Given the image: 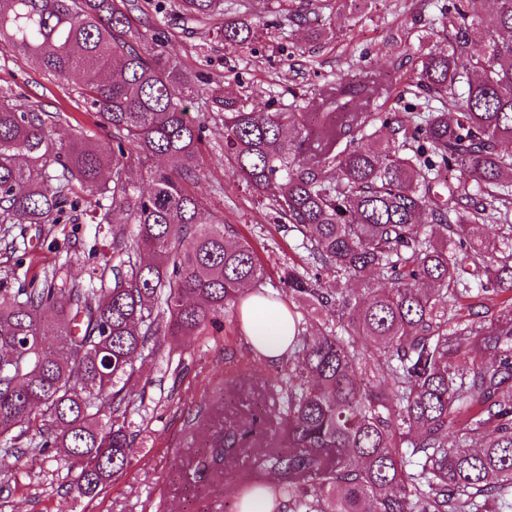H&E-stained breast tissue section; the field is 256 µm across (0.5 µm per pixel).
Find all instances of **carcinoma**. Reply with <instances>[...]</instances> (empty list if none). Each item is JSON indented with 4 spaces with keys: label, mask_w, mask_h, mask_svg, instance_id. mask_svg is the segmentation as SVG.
<instances>
[{
    "label": "carcinoma",
    "mask_w": 512,
    "mask_h": 512,
    "mask_svg": "<svg viewBox=\"0 0 512 512\" xmlns=\"http://www.w3.org/2000/svg\"><path fill=\"white\" fill-rule=\"evenodd\" d=\"M276 0L289 22L331 2ZM449 0L420 56L414 95L457 111L337 112L377 94L374 78L338 81L312 137L300 106L263 110L208 87L224 122V162L301 238L307 269L283 268L288 295L324 317L294 333L278 398L283 448L254 458L277 482L254 484L272 512H512V0ZM135 0H0V49L66 79L112 143L54 140L57 115L0 96V224H57L81 191L112 225V256L86 281L0 284V470L55 451L94 498L135 457L128 414L136 359L170 338L237 321L242 290L265 269L250 242L187 184L204 180L200 85L133 25ZM235 52L265 23L220 21L224 0H170ZM170 162L154 169L145 161ZM455 172L452 181L441 170ZM122 216L115 223L112 216ZM495 225L474 241L472 226ZM131 245H125L126 239ZM356 280L366 297L319 287ZM477 291L508 295L494 317L454 322ZM464 427L448 444L461 411ZM230 427L214 460L242 452Z\"/></svg>",
    "instance_id": "carcinoma-1"
}]
</instances>
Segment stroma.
Wrapping results in <instances>:
<instances>
[{
  "label": "stroma",
  "instance_id": "35a3bbf8",
  "mask_svg": "<svg viewBox=\"0 0 512 512\" xmlns=\"http://www.w3.org/2000/svg\"><path fill=\"white\" fill-rule=\"evenodd\" d=\"M134 23L156 31L166 53L183 69L210 74L226 95L262 109L286 104L358 69L380 73L382 99L403 111L399 94L417 70L419 39L435 26L437 0H379L358 14L326 11L314 21L269 29L245 52L225 50L223 42L194 24L167 15V0H139ZM325 30L315 40L311 30ZM78 77L60 80L45 74L26 56L0 51V94L14 103L57 112L56 138L69 141L78 131L111 141V129L81 104ZM190 113L205 114L202 146L205 180L200 193L209 211L243 234L257 250L267 274L261 292L284 302L288 292L279 279L282 267L304 266L299 237L277 221L245 183L224 167V126L199 93ZM107 225L78 223L0 224V282L16 288L43 271L59 268L70 280H87L111 251ZM252 351L243 331L227 326L219 336L166 340L139 367L144 392L129 416L137 453L125 474L96 498L81 495L53 458L23 456L15 473L0 474V512H237L248 481L274 482L268 469L249 468L242 459L209 469L200 463L220 437L224 425H246L252 415L265 422L254 450L281 445L283 426L270 383L286 368Z\"/></svg>",
  "mask_w": 512,
  "mask_h": 512
}]
</instances>
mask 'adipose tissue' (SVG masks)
<instances>
[{
  "instance_id": "1",
  "label": "adipose tissue",
  "mask_w": 512,
  "mask_h": 512,
  "mask_svg": "<svg viewBox=\"0 0 512 512\" xmlns=\"http://www.w3.org/2000/svg\"><path fill=\"white\" fill-rule=\"evenodd\" d=\"M288 311L279 301L248 296L241 308L245 334L251 345L271 362L280 361L288 349L293 331L287 321Z\"/></svg>"
}]
</instances>
